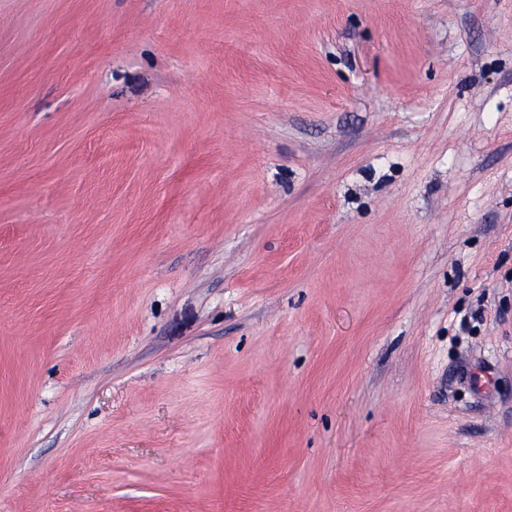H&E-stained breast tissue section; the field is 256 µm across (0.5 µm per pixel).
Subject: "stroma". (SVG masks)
Segmentation results:
<instances>
[{"mask_svg": "<svg viewBox=\"0 0 512 512\" xmlns=\"http://www.w3.org/2000/svg\"><path fill=\"white\" fill-rule=\"evenodd\" d=\"M0 512H512V0H0Z\"/></svg>", "mask_w": 512, "mask_h": 512, "instance_id": "obj_1", "label": "stroma"}]
</instances>
